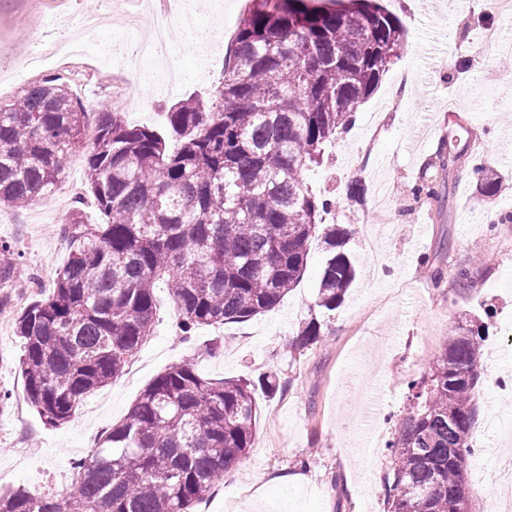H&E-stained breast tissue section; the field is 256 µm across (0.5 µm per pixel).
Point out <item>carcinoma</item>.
I'll return each instance as SVG.
<instances>
[{
  "label": "carcinoma",
  "mask_w": 512,
  "mask_h": 512,
  "mask_svg": "<svg viewBox=\"0 0 512 512\" xmlns=\"http://www.w3.org/2000/svg\"><path fill=\"white\" fill-rule=\"evenodd\" d=\"M405 34L378 0H261L244 14L208 101L171 105L167 130L91 112L61 75L0 105V206L21 208L61 182L67 156H85V187L104 221L73 207L61 225L67 260L51 291L14 319L27 402L45 424L68 423L88 394L123 372L153 332L155 290L166 288L190 338L201 326L246 322L297 287L309 242L326 259L314 306L334 311L355 268L347 232L323 223L336 199L311 193L303 172L324 160L399 57ZM442 139L412 194L433 197L460 159ZM19 255L0 240V289ZM472 286L470 266L433 269ZM310 320L288 341L293 355L318 342ZM485 335L471 317L450 332L429 371L406 382L407 411L387 448L388 512H461L474 454L475 393ZM255 384L216 381L183 360L140 393L125 419L74 464L61 498L0 492V512H191L252 445Z\"/></svg>",
  "instance_id": "1"
}]
</instances>
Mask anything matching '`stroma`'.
Masks as SVG:
<instances>
[{"instance_id":"1","label":"stroma","mask_w":512,"mask_h":512,"mask_svg":"<svg viewBox=\"0 0 512 512\" xmlns=\"http://www.w3.org/2000/svg\"><path fill=\"white\" fill-rule=\"evenodd\" d=\"M397 18H409L407 42L377 90L364 102L344 137L327 145L321 165L305 170L314 193L339 195L353 179L365 184L364 203L341 201L333 223L349 232L346 250L356 278L343 304L333 312L314 308L325 253L311 242L300 284L270 311L243 323L202 326L183 339L177 312L166 288L156 292L158 308L152 336L111 384L87 396L70 422L44 424L27 403L17 370L21 346L13 335L0 336V488L25 486L57 496L74 459L86 456L97 436L125 417L133 402L159 374L185 356L206 378L254 380L276 371L284 385L271 395L257 392L259 423L248 452L224 472L223 481L194 512H384L383 480L391 467L387 448L369 443L368 433L392 435L408 404L405 381L425 373L452 327L465 314L486 308L490 339L502 340L499 371L512 376V71L498 66L500 54L483 44L494 29L512 41V18L491 11L485 0H381ZM196 25L182 34L172 62L179 72L173 92L157 84L128 87L130 99H147L150 111L125 114L128 124L165 129L168 108L179 100L207 95L224 73V50L199 57L202 41L236 29L245 13L239 0H194ZM105 22L97 52L132 42L127 9L110 0H0V48L22 44L25 52L46 53L96 16ZM60 73L86 106L118 112L113 98L119 81L112 65L58 68L47 57L41 69L18 67L0 73V102L16 99L29 84ZM403 86V99L390 98ZM381 132L373 150L365 141L373 124ZM468 128L463 137L464 169L448 193L414 200L410 187L430 160L449 124ZM486 163L499 192L482 198L467 174ZM84 161L69 155L61 184L26 209H0V239L21 254L9 290L15 303L29 304L53 286L66 258L56 217L81 202L84 217L100 221L84 193ZM492 256L493 267L478 272L472 288L452 279L433 287L429 270L468 263L472 255ZM317 319L318 343L291 356L284 350L299 326ZM479 441L468 465L471 512H496V481L501 460L512 459V425L494 430L493 417L512 416V403L497 399L490 383L476 394ZM34 447L19 461L18 442Z\"/></svg>"}]
</instances>
